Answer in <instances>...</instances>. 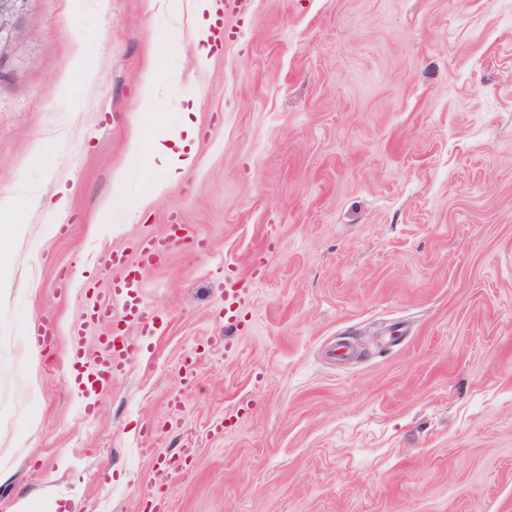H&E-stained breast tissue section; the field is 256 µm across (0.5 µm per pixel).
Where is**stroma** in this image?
<instances>
[{
  "mask_svg": "<svg viewBox=\"0 0 512 512\" xmlns=\"http://www.w3.org/2000/svg\"><path fill=\"white\" fill-rule=\"evenodd\" d=\"M164 2L29 0L0 71V512H512V0ZM230 4L231 1L227 0L209 1L208 15L206 16L208 20L207 31L215 40H222L227 35V30L224 28V18ZM139 288L138 280L125 278L113 289V298L120 302L122 311L133 316L143 329L155 330L157 316L151 309L142 305ZM138 352V346L124 336L119 344H114L112 347L108 345L105 352L98 358L94 368L87 369L85 376L82 375L78 378L79 391L86 398H90L104 388L108 384L109 378L121 371Z\"/></svg>",
  "mask_w": 512,
  "mask_h": 512,
  "instance_id": "stroma-1",
  "label": "stroma"
}]
</instances>
